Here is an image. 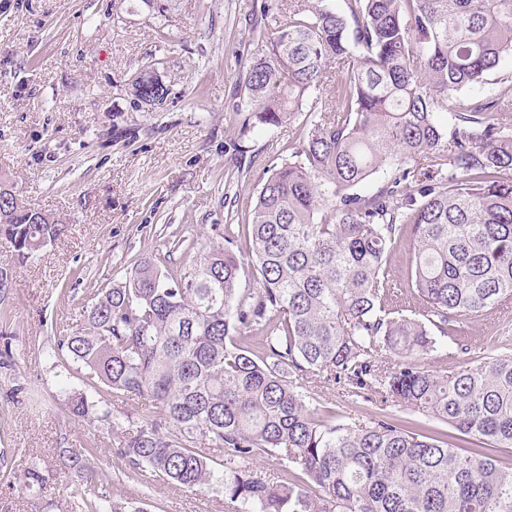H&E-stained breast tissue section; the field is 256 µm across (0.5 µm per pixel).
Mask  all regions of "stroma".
<instances>
[{"label": "stroma", "mask_w": 512, "mask_h": 512, "mask_svg": "<svg viewBox=\"0 0 512 512\" xmlns=\"http://www.w3.org/2000/svg\"><path fill=\"white\" fill-rule=\"evenodd\" d=\"M265 0H174L166 11L127 0H0V177L31 208L60 218L65 235L19 261L0 236V512H69L87 476L114 498L144 490L115 451L137 402L112 398L109 420L77 418L44 353L83 330L98 289L142 258L194 241L202 255L219 226L245 217L267 170L288 156L293 130H246L236 109L258 54ZM157 65L172 93L162 109L135 103L129 84ZM471 355L512 348V312L461 323ZM302 392L319 413L376 416L456 445L448 424L386 407L307 375ZM86 454L91 470L71 468ZM49 474L40 492L20 477ZM156 512H227L223 492L157 482Z\"/></svg>", "instance_id": "stroma-1"}]
</instances>
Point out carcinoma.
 Returning <instances> with one entry per match:
<instances>
[{
  "label": "carcinoma",
  "mask_w": 512,
  "mask_h": 512,
  "mask_svg": "<svg viewBox=\"0 0 512 512\" xmlns=\"http://www.w3.org/2000/svg\"><path fill=\"white\" fill-rule=\"evenodd\" d=\"M274 0L280 10L245 78L259 133L299 121L247 218L261 285L224 243L191 268L140 260L93 298L88 327L46 358L71 413L110 417L102 397L157 409L116 453L145 487L218 488L231 512H512V354L444 377L418 361L460 321L512 301V79L448 111L455 93L512 59V0ZM170 88L152 65L130 84L147 105ZM426 159L432 170L415 174ZM389 175L369 193L361 187ZM68 226L0 191V235L22 260ZM408 238L395 291L390 254ZM77 366L82 385L69 384ZM308 374L408 407L480 443L462 449L383 419L336 421L309 406ZM274 456L302 477L274 482ZM33 465L22 483L42 489ZM89 480L71 512H151ZM249 465L262 472L263 475L269 477L273 481L288 480L293 475V472H288L282 467L275 457H266L254 461H249Z\"/></svg>",
  "instance_id": "carcinoma-1"
}]
</instances>
